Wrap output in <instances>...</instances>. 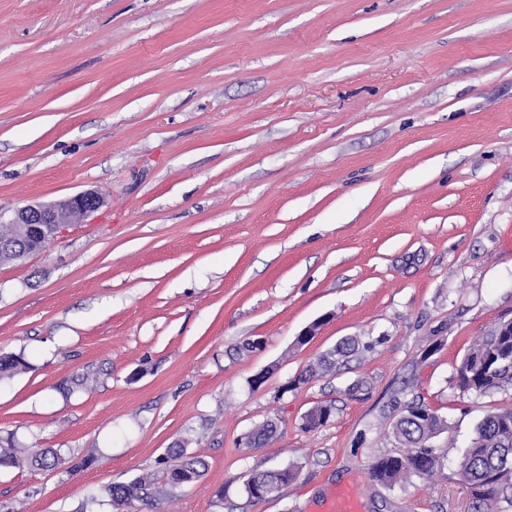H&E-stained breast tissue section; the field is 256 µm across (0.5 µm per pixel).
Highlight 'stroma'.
I'll list each match as a JSON object with an SVG mask.
<instances>
[{"instance_id":"obj_1","label":"stroma","mask_w":512,"mask_h":512,"mask_svg":"<svg viewBox=\"0 0 512 512\" xmlns=\"http://www.w3.org/2000/svg\"><path fill=\"white\" fill-rule=\"evenodd\" d=\"M84 190L104 205L0 266V355L29 364L0 439L98 458L0 467V512H77L177 442L208 468L161 512H316L355 481L366 512H470L457 463L512 405L457 386L512 319V0H0V212ZM415 399L442 470L380 485ZM295 472L286 468L277 471H265L251 474L245 482V491L251 498L262 499L259 490L265 493L275 492L281 485L287 484L295 478Z\"/></svg>"}]
</instances>
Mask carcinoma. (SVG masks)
<instances>
[{
	"label": "carcinoma",
	"mask_w": 512,
	"mask_h": 512,
	"mask_svg": "<svg viewBox=\"0 0 512 512\" xmlns=\"http://www.w3.org/2000/svg\"><path fill=\"white\" fill-rule=\"evenodd\" d=\"M0 240L10 245L9 251L15 260L30 254V242L14 224H0ZM354 350V339L342 341L331 355L320 359L309 374L328 370L335 364L334 356H344ZM26 367L27 362L20 354L0 356V378ZM457 377L460 389L478 394L512 385V320L500 323L492 334L475 344L462 359ZM332 409L330 403L317 406L306 415L304 427L314 429L325 424ZM445 428L446 421L423 402L414 400L409 403L406 413L393 426L406 450L374 460L369 466L371 478L387 486L412 478H433L441 463L428 442ZM96 459L93 449L70 465L52 448L31 450L13 445L0 448V466L26 464L50 469L64 466L66 471L73 472L92 466ZM158 465L165 476L164 481H158L155 473H147L127 484L102 487L89 493L80 512H95V507L104 504L113 512H126L135 502L145 509H153L167 495V488L198 481L207 468L201 457L187 455L180 445L168 449L158 460ZM458 473L469 491L472 512H512V408L494 409L486 414L463 454ZM294 478L295 472L288 468L276 473H254L246 480L245 491L249 497L259 499L261 492L272 493Z\"/></svg>",
	"instance_id": "obj_1"
}]
</instances>
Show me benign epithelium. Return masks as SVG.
Returning a JSON list of instances; mask_svg holds the SVG:
<instances>
[{"instance_id":"benign-epithelium-1","label":"benign epithelium","mask_w":512,"mask_h":512,"mask_svg":"<svg viewBox=\"0 0 512 512\" xmlns=\"http://www.w3.org/2000/svg\"><path fill=\"white\" fill-rule=\"evenodd\" d=\"M103 205L104 198L98 192L86 190L54 204H29L8 216L0 214V221L17 225L26 236L39 238L46 232L55 236L65 226L83 223Z\"/></svg>"}]
</instances>
